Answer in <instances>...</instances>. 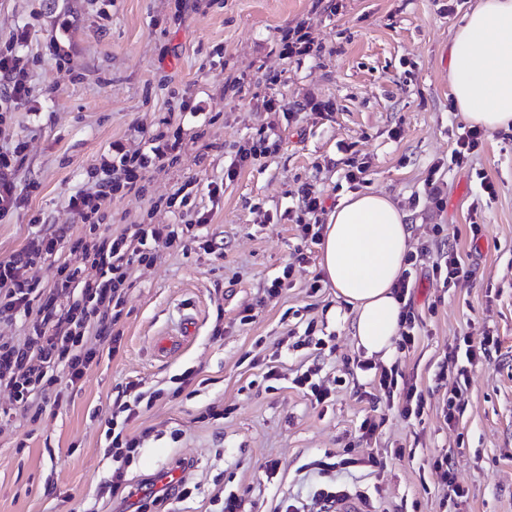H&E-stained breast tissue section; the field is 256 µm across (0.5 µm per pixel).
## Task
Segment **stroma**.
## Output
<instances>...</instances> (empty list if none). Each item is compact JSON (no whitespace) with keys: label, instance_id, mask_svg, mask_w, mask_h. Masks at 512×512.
I'll return each mask as SVG.
<instances>
[{"label":"stroma","instance_id":"stroma-1","mask_svg":"<svg viewBox=\"0 0 512 512\" xmlns=\"http://www.w3.org/2000/svg\"><path fill=\"white\" fill-rule=\"evenodd\" d=\"M477 0H0V45L18 27L30 34L20 53L31 58L30 98L0 118V148L26 144L13 171L22 208L0 220V260L32 236L56 226L80 232L71 195L94 192L90 168L108 161L113 145L144 149L171 122L181 128L183 156L149 177L145 195L114 194L104 234L133 224H176L166 204L179 187L208 212L204 235L224 249L214 260L197 245L164 250L135 267L119 322V350L105 354L83 383L47 403L41 415L14 410L0 427V512H135L157 488L155 477L200 485L185 512H217L210 495L228 486L245 512H268L273 499L308 496L315 473L303 464L356 442L371 411L385 422L372 447L383 468L340 466L339 481L371 496L374 512H403L420 499L442 512L437 489L422 478L430 462L454 454L468 497L461 512H512V132H489L460 165L449 162L465 120L448 88V43ZM304 25L316 50L296 60L283 53L289 29ZM244 78L229 89L230 75ZM191 111L173 112V94ZM294 105L293 115L269 110V98ZM268 135V153L226 181L236 144ZM364 167L360 181L348 171ZM497 185L481 195L480 177ZM223 182L210 197L208 183ZM325 200L320 223L350 195L374 190L408 216L412 248L439 224L442 236L473 264V277L449 289L432 277V256L411 271L413 302L423 327L415 349L394 361L405 380L432 390L422 420H407L385 403L370 406L357 388L368 375L356 367L364 351L353 314L331 285L309 295L319 275L320 248L299 261L295 225L302 185ZM478 221L479 236L469 224ZM291 268V284L271 296V280ZM195 330L174 354L159 352L162 334L182 318ZM331 337V353L287 351L289 325ZM490 337L488 354L470 365L465 405L446 425L436 374L454 337ZM285 362L277 389L254 384L248 357ZM319 362L322 377H345L348 389L311 405L293 388L300 363ZM192 372L196 394L162 400L132 423L141 439L121 467L134 496L98 497L118 468L105 455V422L128 383L167 388ZM227 418H205L209 405ZM414 449L398 457L397 447ZM279 459L274 479L263 465Z\"/></svg>","mask_w":512,"mask_h":512}]
</instances>
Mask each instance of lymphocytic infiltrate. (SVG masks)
Instances as JSON below:
<instances>
[{"label": "lymphocytic infiltrate", "mask_w": 512, "mask_h": 512, "mask_svg": "<svg viewBox=\"0 0 512 512\" xmlns=\"http://www.w3.org/2000/svg\"><path fill=\"white\" fill-rule=\"evenodd\" d=\"M27 38V29H19L0 49V112L10 111L30 95L29 61L18 52ZM181 151L182 136L177 129L156 131L149 137L147 149L138 153L129 154L121 146H113L111 161L100 167L98 191L69 198V207L81 219V232L74 234L60 227L35 235L22 250L0 260V319L19 318L31 323L30 334L24 339L0 338V390H6L15 403L32 408L45 401L59 377L77 384L101 352H116L121 339L116 325L127 302L133 266L152 265L159 250L190 243L198 244L215 259H223L222 247L201 232L209 221L208 213L193 209L189 194L181 189L169 199L170 206L184 219L181 227L137 224L116 236L106 237L101 232L107 198L118 191L144 193L148 174L177 163ZM44 263L53 268L49 289L34 273ZM358 367L369 373L372 389L383 393L386 402H397L403 418L422 419L427 399L417 384L400 382L393 367H377L368 360L360 361ZM320 372L319 364L303 365L292 380L294 388L318 406L331 401L346 384L340 376L325 382ZM437 380L446 390L442 415L449 424L463 408L468 372L448 357L441 363ZM190 382L191 375L186 372L172 389L144 392L136 384L127 385L125 399L112 405L104 433L109 447L116 450V459L138 448L140 440L131 433L130 425L142 410L157 400L178 398ZM312 466L325 478L311 492L321 512H333L338 498L365 497V489L357 484L339 485L331 480L336 465L329 458L315 460Z\"/></svg>", "instance_id": "1"}]
</instances>
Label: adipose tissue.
Segmentation results:
<instances>
[{
	"label": "adipose tissue",
	"mask_w": 512,
	"mask_h": 512,
	"mask_svg": "<svg viewBox=\"0 0 512 512\" xmlns=\"http://www.w3.org/2000/svg\"><path fill=\"white\" fill-rule=\"evenodd\" d=\"M448 87L471 124L512 129V0H478L457 25ZM407 215L381 193L349 196L330 214L320 269L353 314V331L367 356L392 359L401 305L393 287L410 250Z\"/></svg>",
	"instance_id": "obj_1"
}]
</instances>
